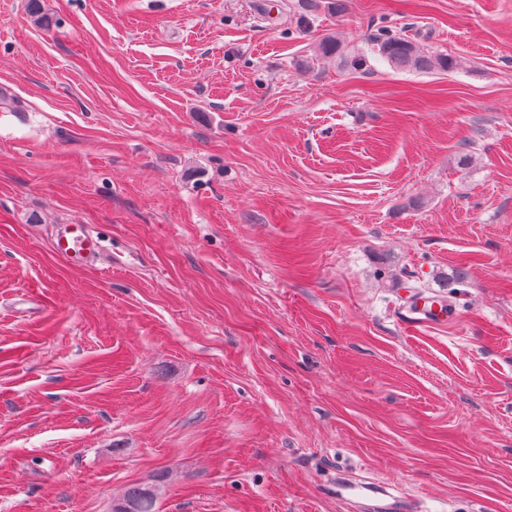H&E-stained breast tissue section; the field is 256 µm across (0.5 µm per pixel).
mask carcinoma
I'll list each match as a JSON object with an SVG mask.
<instances>
[{
  "instance_id": "obj_1",
  "label": "carcinoma",
  "mask_w": 512,
  "mask_h": 512,
  "mask_svg": "<svg viewBox=\"0 0 512 512\" xmlns=\"http://www.w3.org/2000/svg\"><path fill=\"white\" fill-rule=\"evenodd\" d=\"M369 50L374 58L386 62L397 70L430 72L433 70L452 71L460 67V61L447 55H431L422 51L413 41L390 30H380L369 38ZM325 55L336 54L344 58L349 66H361L366 62L363 55L346 57L341 45L331 39L320 43ZM157 489L153 486H133L124 497L113 504L112 512H154Z\"/></svg>"
}]
</instances>
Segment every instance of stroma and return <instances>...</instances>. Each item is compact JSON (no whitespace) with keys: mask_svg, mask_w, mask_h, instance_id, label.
Wrapping results in <instances>:
<instances>
[{"mask_svg":"<svg viewBox=\"0 0 512 512\" xmlns=\"http://www.w3.org/2000/svg\"><path fill=\"white\" fill-rule=\"evenodd\" d=\"M41 9L0 0V512H512V0ZM382 29L462 64L319 49ZM53 249L72 266L87 265L102 252L99 238L85 224H59L53 237ZM364 490V492L361 494L362 496L367 497H385L389 499V502L381 507V510L387 511V512H408L410 509L409 505L401 498L392 495L388 491V487L385 485H371L367 487H360ZM156 496V487L132 486L119 502L113 504L112 512H154Z\"/></svg>","mask_w":512,"mask_h":512,"instance_id":"stroma-1","label":"stroma"}]
</instances>
